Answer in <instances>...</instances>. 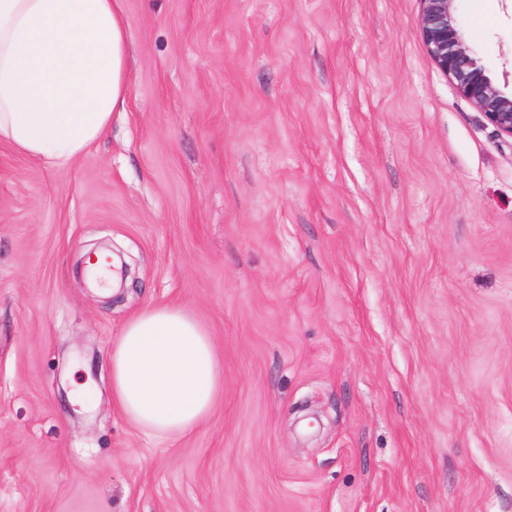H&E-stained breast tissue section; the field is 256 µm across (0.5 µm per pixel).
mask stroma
Listing matches in <instances>:
<instances>
[{"label": "stroma", "mask_w": 512, "mask_h": 512, "mask_svg": "<svg viewBox=\"0 0 512 512\" xmlns=\"http://www.w3.org/2000/svg\"><path fill=\"white\" fill-rule=\"evenodd\" d=\"M124 111L54 167L0 145V512H512V140L420 0H121ZM512 87V0H459ZM130 265L103 295L95 243ZM210 332L212 414L112 403L124 323Z\"/></svg>", "instance_id": "1"}]
</instances>
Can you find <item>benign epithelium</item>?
<instances>
[{
    "instance_id": "1",
    "label": "benign epithelium",
    "mask_w": 512,
    "mask_h": 512,
    "mask_svg": "<svg viewBox=\"0 0 512 512\" xmlns=\"http://www.w3.org/2000/svg\"><path fill=\"white\" fill-rule=\"evenodd\" d=\"M457 0H421L420 31L427 54L499 134L512 139V90L498 86L467 45Z\"/></svg>"
}]
</instances>
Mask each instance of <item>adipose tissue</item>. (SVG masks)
Instances as JSON below:
<instances>
[{"mask_svg": "<svg viewBox=\"0 0 512 512\" xmlns=\"http://www.w3.org/2000/svg\"><path fill=\"white\" fill-rule=\"evenodd\" d=\"M128 45L120 0H0V143L52 166L84 157L125 103ZM109 364L123 416L164 436L206 419L223 381L211 336L177 305L129 319Z\"/></svg>", "mask_w": 512, "mask_h": 512, "instance_id": "obj_1", "label": "adipose tissue"}]
</instances>
